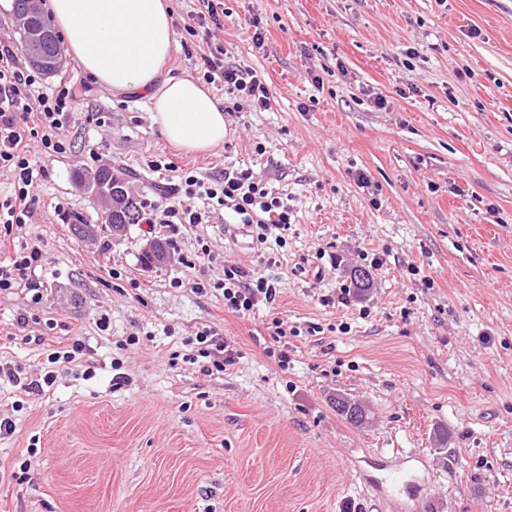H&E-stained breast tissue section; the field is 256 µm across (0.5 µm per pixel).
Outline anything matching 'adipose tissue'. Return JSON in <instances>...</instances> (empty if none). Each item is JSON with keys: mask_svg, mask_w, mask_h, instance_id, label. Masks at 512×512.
Instances as JSON below:
<instances>
[{"mask_svg": "<svg viewBox=\"0 0 512 512\" xmlns=\"http://www.w3.org/2000/svg\"><path fill=\"white\" fill-rule=\"evenodd\" d=\"M69 50L92 79L115 93L145 91L166 140L190 153L223 144L224 111L190 77L162 79L174 46L167 0H50Z\"/></svg>", "mask_w": 512, "mask_h": 512, "instance_id": "ef3b65f1", "label": "adipose tissue"}]
</instances>
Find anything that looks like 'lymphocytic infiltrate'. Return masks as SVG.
<instances>
[{
    "label": "lymphocytic infiltrate",
    "instance_id": "f902f5d3",
    "mask_svg": "<svg viewBox=\"0 0 512 512\" xmlns=\"http://www.w3.org/2000/svg\"><path fill=\"white\" fill-rule=\"evenodd\" d=\"M196 67L206 83L221 84L233 96H247L256 108H269L265 81L252 69L225 65L223 47L201 54ZM80 97V90L70 81L44 86L40 74L23 64L8 42L0 41V172L12 180L8 195L0 201V239L10 238L14 228L31 221L34 188L47 175L31 150V141L39 140L45 153H66L62 132ZM136 207L141 221L160 225L173 236L183 225L207 224L230 213L247 226L257 243L272 241L281 247L292 224L287 199L268 189L249 168L225 170L220 178L182 171L168 195L137 201ZM216 286L224 293L225 310L241 317L260 302H273L277 293L274 283L259 271L239 265L225 267Z\"/></svg>",
    "mask_w": 512,
    "mask_h": 512
}]
</instances>
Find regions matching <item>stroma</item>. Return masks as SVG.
<instances>
[{
    "mask_svg": "<svg viewBox=\"0 0 512 512\" xmlns=\"http://www.w3.org/2000/svg\"><path fill=\"white\" fill-rule=\"evenodd\" d=\"M167 2L164 75L195 76L210 49L184 29L197 0ZM220 44L271 107L213 87L228 133L207 153L170 145L147 96L113 93L74 58L45 77L87 92L70 151L40 157L32 223L0 249L2 263L44 251L0 294V367L55 375L41 393L0 376V417L16 423L0 438V512H512V0H224ZM159 157L215 178L248 167L287 196L275 262L220 223L182 227L159 268L140 256L165 229L113 241L84 178L120 169L130 197L152 199L171 181L149 170ZM78 216L95 238L74 235ZM204 245L206 278L259 270L274 302L240 318L220 290L179 286L181 256ZM357 268L372 286L341 304ZM277 318L293 332L284 369ZM209 326L235 353L212 375L194 342ZM76 339L83 354L53 366ZM339 393L367 404V427L337 414ZM414 451L423 462L383 484Z\"/></svg>",
    "mask_w": 512,
    "mask_h": 512,
    "instance_id": "35a3bbf8",
    "label": "stroma"
}]
</instances>
